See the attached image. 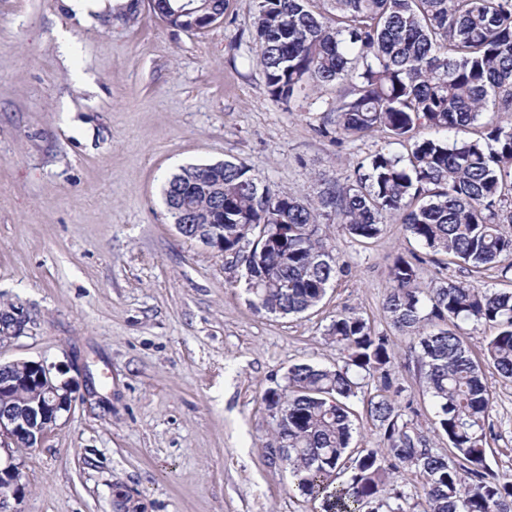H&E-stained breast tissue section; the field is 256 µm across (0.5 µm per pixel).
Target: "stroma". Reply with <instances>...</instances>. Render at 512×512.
I'll return each instance as SVG.
<instances>
[{
    "instance_id": "obj_1",
    "label": "stroma",
    "mask_w": 512,
    "mask_h": 512,
    "mask_svg": "<svg viewBox=\"0 0 512 512\" xmlns=\"http://www.w3.org/2000/svg\"><path fill=\"white\" fill-rule=\"evenodd\" d=\"M138 13L84 24L67 0H0V311L28 318L0 360L56 364L76 397L20 452L18 512H115L120 490L138 512H322L270 462L263 398L293 364L341 363L325 330L344 309L392 336L404 418L446 450L410 340L383 309L393 258L420 250L401 224L362 244L324 221L345 271L313 310L280 317L251 308L240 269L182 236L163 201L180 166L238 160L311 202L349 184L383 136L318 134L337 87L272 99L254 0H226L200 31L168 27L150 0ZM419 277L512 289L500 267L475 274L444 255ZM486 377L488 463L512 475V382Z\"/></svg>"
}]
</instances>
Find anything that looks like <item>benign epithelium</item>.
<instances>
[{
  "label": "benign epithelium",
  "mask_w": 512,
  "mask_h": 512,
  "mask_svg": "<svg viewBox=\"0 0 512 512\" xmlns=\"http://www.w3.org/2000/svg\"><path fill=\"white\" fill-rule=\"evenodd\" d=\"M180 234L190 237L209 249L224 254V234L213 224H193L191 219L176 225ZM26 315L20 310L10 315L7 324L0 323V343L24 328ZM53 365L43 361L0 363V393L13 395V401L0 403V512H17L10 500L22 497L20 470L16 453L41 444L56 426L61 413L71 409L74 388L70 380H57Z\"/></svg>",
  "instance_id": "1"
}]
</instances>
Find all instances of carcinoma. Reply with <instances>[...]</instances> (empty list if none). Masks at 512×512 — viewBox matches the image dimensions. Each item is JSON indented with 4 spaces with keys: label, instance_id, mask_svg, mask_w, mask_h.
Wrapping results in <instances>:
<instances>
[{
    "label": "carcinoma",
    "instance_id": "1",
    "mask_svg": "<svg viewBox=\"0 0 512 512\" xmlns=\"http://www.w3.org/2000/svg\"><path fill=\"white\" fill-rule=\"evenodd\" d=\"M173 28L201 30L224 15V0H151ZM253 39L277 102L338 85L335 132L343 139L384 133L412 141L408 157L383 147L357 163L346 186L328 183L314 202L278 192L244 162L189 165L169 177L164 202L176 224L183 204L205 221L224 187V254L243 268L249 304L282 317L316 307L343 273L321 233L327 219L353 239L378 237L386 219L432 255L475 273L503 261L512 271V126L481 122L488 108L512 114V0H256ZM472 137L449 141L448 134ZM265 234L249 239L252 225ZM419 255H398L384 311L411 338L437 429L448 452L402 419L401 388L391 377L396 353L357 311L336 313L327 339L343 365L302 362L267 391L269 460L280 461L323 512H404L405 492L390 487L405 472L419 479L423 512H512V478L487 463L492 393L482 363L512 382V290L443 280L418 286ZM489 326L477 357L460 323ZM383 446L351 448L353 402Z\"/></svg>",
    "mask_w": 512,
    "mask_h": 512
}]
</instances>
